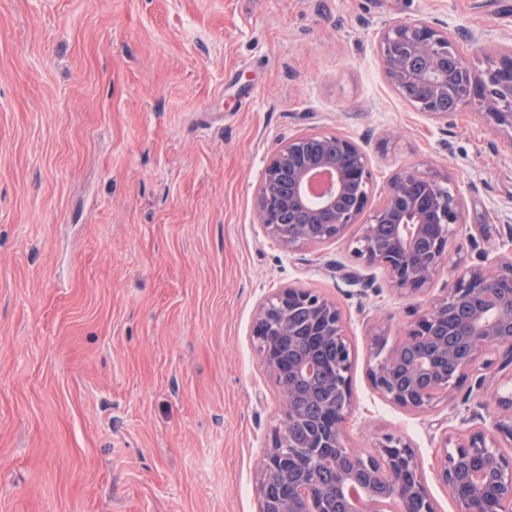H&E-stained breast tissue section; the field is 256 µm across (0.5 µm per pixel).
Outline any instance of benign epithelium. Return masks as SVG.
Wrapping results in <instances>:
<instances>
[{
	"instance_id": "7a95c632",
	"label": "benign epithelium",
	"mask_w": 512,
	"mask_h": 512,
	"mask_svg": "<svg viewBox=\"0 0 512 512\" xmlns=\"http://www.w3.org/2000/svg\"><path fill=\"white\" fill-rule=\"evenodd\" d=\"M380 59L389 84L400 94L420 89L411 107L435 120H448L439 100L453 96L456 111L475 107L497 128L512 130V49L485 60L475 70L460 53L456 38L427 23H392L379 38ZM308 136L288 140L265 166L258 188L257 220L264 233L287 252L335 241L358 226L352 252L368 266L386 269L396 290L417 293L443 267L448 286L423 307L403 329V341L388 345V332L373 330V365L369 377L379 394L393 405L425 413L437 402L452 399L469 372L488 352L499 353L501 367H512V232L480 254V262H452L449 242L462 228V204L443 194L441 181L417 169H406L388 184L383 198L367 211L372 181L366 150L354 140L336 141L347 160L302 152ZM288 173V187L279 182ZM310 207L318 217L320 237L304 227L288 232L279 223L285 212ZM396 224L399 241L391 251L379 248L375 229ZM467 304L472 317L458 329L470 351L448 372L438 364L453 359L448 345L437 343L436 331L455 306ZM303 308L308 323L325 344L336 350L325 365L299 351L282 364V349L298 346L291 329L294 311ZM252 336L262 364L280 378V424L260 463L259 512H333L339 497L346 512H379L380 498L401 502L403 512H436L420 463L406 440L386 435L371 451L348 446L344 425L353 403V358L336 303L310 288H283L260 303L253 315ZM330 370L337 400L323 406L307 440L294 442L292 428L305 420L300 404L304 382ZM474 426L456 439L444 437L439 447L438 479L458 504V512H512V455L505 454L496 434L512 441V423Z\"/></svg>"
}]
</instances>
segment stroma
<instances>
[{
  "label": "stroma",
  "mask_w": 512,
  "mask_h": 512,
  "mask_svg": "<svg viewBox=\"0 0 512 512\" xmlns=\"http://www.w3.org/2000/svg\"><path fill=\"white\" fill-rule=\"evenodd\" d=\"M393 22L478 35L476 69L512 47V0H0V512H259L279 408L252 320L289 286L342 312L347 443L402 436L457 512L436 451L512 370L423 414L368 375L372 329L400 342L447 271L399 291L350 236L288 253L255 216L276 148L326 134L364 146L371 204L408 167L449 179L452 260L512 229V133L415 111L380 62Z\"/></svg>",
  "instance_id": "obj_1"
}]
</instances>
